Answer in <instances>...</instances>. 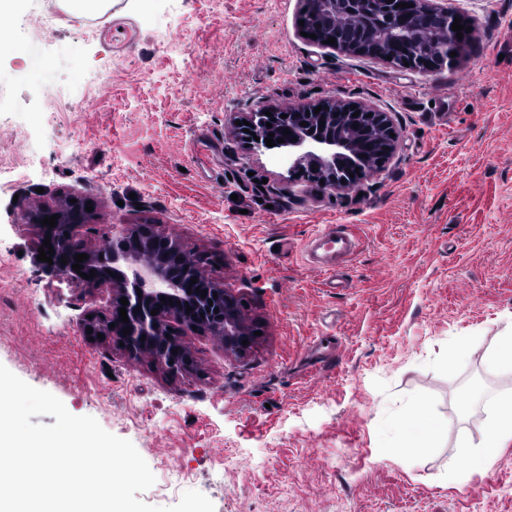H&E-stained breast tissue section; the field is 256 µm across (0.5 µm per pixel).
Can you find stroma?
<instances>
[{
    "mask_svg": "<svg viewBox=\"0 0 512 512\" xmlns=\"http://www.w3.org/2000/svg\"><path fill=\"white\" fill-rule=\"evenodd\" d=\"M450 3L470 45L428 74L311 42L300 0L0 8L21 48L0 54V364L130 440L156 478L146 503L190 488L215 512H512V444L483 467L462 450L483 440L485 393L512 390L484 361L512 323V0ZM329 98L402 134L357 188L292 179L233 134ZM69 195L93 205L90 248L154 224L207 256L246 303L252 351L188 331L193 367L171 375L83 336L111 289L43 269L23 219ZM326 224L360 242L342 289L302 259ZM415 422L429 452L395 445Z\"/></svg>",
    "mask_w": 512,
    "mask_h": 512,
    "instance_id": "stroma-1",
    "label": "stroma"
}]
</instances>
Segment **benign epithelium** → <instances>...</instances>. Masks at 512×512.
I'll list each match as a JSON object with an SVG mask.
<instances>
[{
	"mask_svg": "<svg viewBox=\"0 0 512 512\" xmlns=\"http://www.w3.org/2000/svg\"><path fill=\"white\" fill-rule=\"evenodd\" d=\"M359 0H307L301 20L305 21L302 31L311 33L310 16L317 10L334 15L345 21L352 13V5ZM377 3L390 26L381 30L379 37L382 46L366 42H346L336 40L332 48L345 53L365 56L383 61L398 69H409L424 73L433 72L444 64H451L455 58L449 53L457 50L455 41L457 32L452 30L454 18L459 13L448 7V0H373ZM407 3L409 7L400 8L398 4ZM441 21L445 28V42L434 46L431 54L420 59H412L403 52V33L411 26L419 23ZM320 112H315L313 105L291 106L287 109L273 108L272 116L265 111L251 113L247 118L250 125H241L242 138L248 140L249 148H266V123L281 121V115L289 119L316 117L323 119L325 124H334L341 119L348 125L360 128L377 126L384 132L378 152L377 167L381 168L387 160L396 153L401 132L394 125L389 113L381 112L362 103L351 109L353 102L328 99L319 102ZM249 132H244V129ZM259 140H253V137ZM351 143L341 138H325L319 135L296 134L284 137V142L274 146L273 160L287 169L295 177L303 172L307 162L327 165L336 155L348 150ZM363 179L365 174L358 172L354 177L335 173L330 177L328 185L336 189H352ZM86 201L79 197L72 202V197H66L56 207H42L36 212L24 214L26 223L36 230L38 240L50 238L54 249L53 263H44L47 269L69 279L71 282L92 294L102 286L112 288V300L108 312L92 313V318L85 319L84 327L92 329V335L101 334L113 337L124 344V350L131 357L142 354L150 355L162 369L170 374H176L187 369L192 362V355L182 341L177 331L172 329V323H177L188 329L217 336L224 341V350L236 356L246 355L253 347L256 336L246 325L243 317L245 305L242 299L224 284L211 280L202 275L200 269L186 256L184 246L177 240L165 235L154 224H134L129 226L117 238V244L107 249L92 250L76 240L78 230L92 218V213L85 211ZM59 215L56 227L41 225L44 217ZM86 253L89 258L82 263V269L76 272L72 265L76 263L75 255ZM67 257V263L61 262V257ZM139 264L144 267L149 276L156 282L157 287L145 288L140 277L130 274L131 266ZM96 271L92 279L80 277L82 273ZM197 277V283L190 284L191 277ZM207 294L200 296V291ZM173 300L175 304L162 305L157 315H151L157 308L160 297ZM128 300V305L120 303V299ZM218 308V312L209 310V306ZM126 307L129 322L120 320L119 308ZM193 311L186 312L187 307ZM115 327H110V324ZM129 328L131 333L124 336L122 329ZM146 339H141V336ZM249 344L244 345L242 341ZM178 353H172V350Z\"/></svg>",
	"mask_w": 512,
	"mask_h": 512,
	"instance_id": "obj_1",
	"label": "benign epithelium"
}]
</instances>
